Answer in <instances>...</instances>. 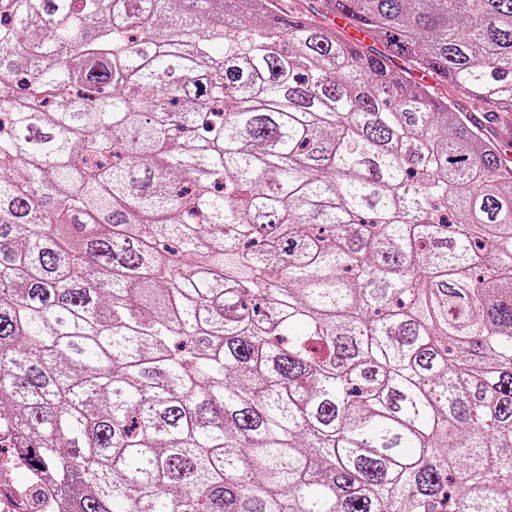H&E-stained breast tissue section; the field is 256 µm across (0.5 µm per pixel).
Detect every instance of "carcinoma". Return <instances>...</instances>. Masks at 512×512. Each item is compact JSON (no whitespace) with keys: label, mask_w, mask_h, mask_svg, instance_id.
<instances>
[{"label":"carcinoma","mask_w":512,"mask_h":512,"mask_svg":"<svg viewBox=\"0 0 512 512\" xmlns=\"http://www.w3.org/2000/svg\"><path fill=\"white\" fill-rule=\"evenodd\" d=\"M323 6L0 0V430L79 512H512V0Z\"/></svg>","instance_id":"1"}]
</instances>
